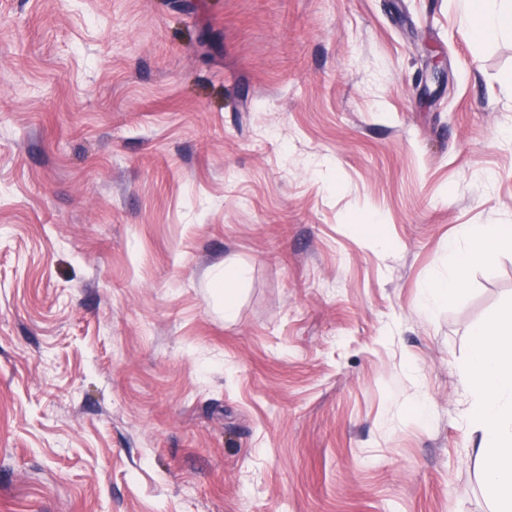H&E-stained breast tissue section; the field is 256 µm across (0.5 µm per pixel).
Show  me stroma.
<instances>
[{
  "instance_id": "stroma-1",
  "label": "stroma",
  "mask_w": 512,
  "mask_h": 512,
  "mask_svg": "<svg viewBox=\"0 0 512 512\" xmlns=\"http://www.w3.org/2000/svg\"><path fill=\"white\" fill-rule=\"evenodd\" d=\"M458 7L0 0V512H491L512 249L420 305L512 225V38ZM462 237L469 243L467 250L448 245L445 258L448 275L434 281L424 290L421 304L431 309L443 297L450 298L462 289L472 264L491 261L497 252L512 246V228L495 224H469L461 229ZM217 278L224 286V317L225 319H232L236 311V286L238 280L241 278V272L238 271L228 274L226 267H224V274L223 272L219 273ZM464 381L467 418L481 434L475 448L493 497L492 512L512 511V310L488 317L472 333Z\"/></svg>"
}]
</instances>
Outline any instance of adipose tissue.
I'll use <instances>...</instances> for the list:
<instances>
[{"mask_svg":"<svg viewBox=\"0 0 512 512\" xmlns=\"http://www.w3.org/2000/svg\"><path fill=\"white\" fill-rule=\"evenodd\" d=\"M461 21L479 40L512 35V0H459ZM465 250L449 247L448 274L425 289L421 303L433 307L462 289L472 264L491 261L512 246V228L469 224L461 229ZM464 381L471 396L467 418L481 435L477 450L493 497V512H512V310L488 317L472 333Z\"/></svg>","mask_w":512,"mask_h":512,"instance_id":"1","label":"adipose tissue"}]
</instances>
